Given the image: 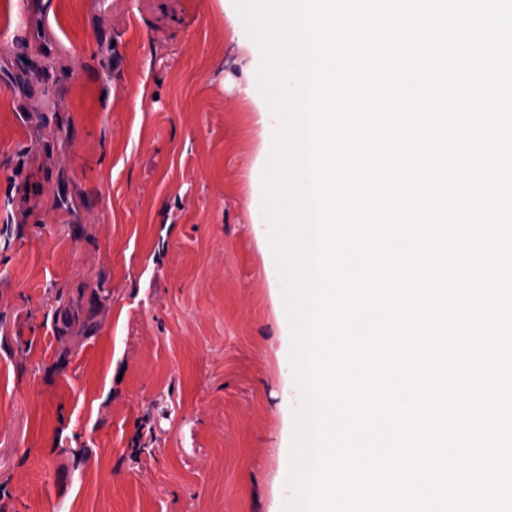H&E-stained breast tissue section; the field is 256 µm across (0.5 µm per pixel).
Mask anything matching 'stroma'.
Wrapping results in <instances>:
<instances>
[{
    "instance_id": "obj_1",
    "label": "stroma",
    "mask_w": 512,
    "mask_h": 512,
    "mask_svg": "<svg viewBox=\"0 0 512 512\" xmlns=\"http://www.w3.org/2000/svg\"><path fill=\"white\" fill-rule=\"evenodd\" d=\"M232 0H0L7 512H276L289 338Z\"/></svg>"
}]
</instances>
